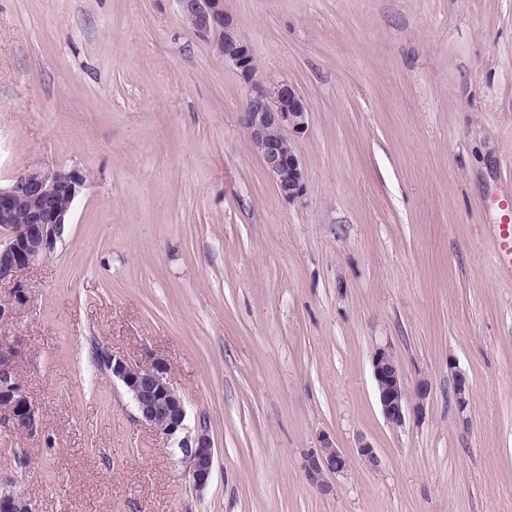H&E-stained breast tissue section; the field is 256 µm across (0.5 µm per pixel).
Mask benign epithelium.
I'll return each mask as SVG.
<instances>
[{
	"instance_id": "benign-epithelium-1",
	"label": "benign epithelium",
	"mask_w": 512,
	"mask_h": 512,
	"mask_svg": "<svg viewBox=\"0 0 512 512\" xmlns=\"http://www.w3.org/2000/svg\"><path fill=\"white\" fill-rule=\"evenodd\" d=\"M184 23L198 36L213 41L217 54L232 63L251 93L244 112L245 127L253 147L272 176L279 194L295 201L306 189L305 171L291 135L308 128L310 111L304 98L292 84L282 81L266 87L256 78V64L250 46L241 37L236 19L224 8V0H176ZM84 178L74 172H62L34 166L0 185V228L7 241L0 243V282L17 285L18 298L24 297L21 276L40 258L52 252L69 224L74 201ZM13 348L0 336V409L12 422L25 429L35 426L37 410L16 381L12 369ZM112 377L118 380L134 403L138 418L174 440L187 462V475L193 487L202 490L210 482L214 451L207 427L186 430V409L181 397L166 380L165 365L157 361L150 367L134 365L110 354ZM372 374L384 419L401 426L409 414H419L429 393L426 381L408 388L400 366L386 347H378L371 356ZM469 382L465 374H455L453 395L459 405L466 403ZM358 458L367 467L380 465L376 448L359 438ZM349 459L329 439L309 456L307 469L318 475L323 471L342 473ZM0 512H33L24 495L0 490Z\"/></svg>"
}]
</instances>
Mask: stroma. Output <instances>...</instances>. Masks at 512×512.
<instances>
[{
	"mask_svg": "<svg viewBox=\"0 0 512 512\" xmlns=\"http://www.w3.org/2000/svg\"><path fill=\"white\" fill-rule=\"evenodd\" d=\"M266 85L311 111L302 198L242 123L235 66L174 0H0V181L85 180L51 254L0 284L38 412L0 410L35 512H512V0H224ZM388 347L420 417L388 424ZM108 351L163 361L213 476L193 487ZM470 384L453 398L455 372ZM329 438L348 472L310 476ZM366 438L378 469L356 454ZM495 237L499 260L512 269V225H496ZM371 366L384 419L393 426H402L410 414L411 399L416 401L413 413L418 415L429 393L428 383L420 380L411 391L394 354L386 347H378L374 350Z\"/></svg>",
	"mask_w": 512,
	"mask_h": 512,
	"instance_id": "obj_1",
	"label": "stroma"
}]
</instances>
